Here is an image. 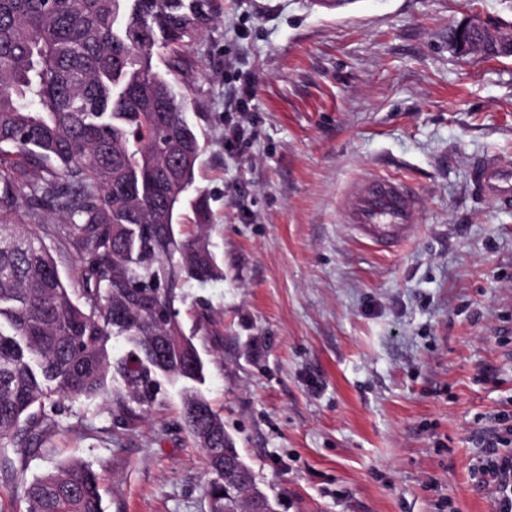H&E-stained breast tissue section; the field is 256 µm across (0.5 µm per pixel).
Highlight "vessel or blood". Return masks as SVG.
I'll use <instances>...</instances> for the list:
<instances>
[{"instance_id":"1","label":"vessel or blood","mask_w":512,"mask_h":512,"mask_svg":"<svg viewBox=\"0 0 512 512\" xmlns=\"http://www.w3.org/2000/svg\"><path fill=\"white\" fill-rule=\"evenodd\" d=\"M484 192L502 205H512V168L487 158L475 171ZM414 188L398 180L368 177L351 186L344 199L346 223L361 238L385 252L410 239L416 212Z\"/></svg>"}]
</instances>
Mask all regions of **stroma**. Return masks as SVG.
<instances>
[{"label":"stroma","mask_w":512,"mask_h":512,"mask_svg":"<svg viewBox=\"0 0 512 512\" xmlns=\"http://www.w3.org/2000/svg\"><path fill=\"white\" fill-rule=\"evenodd\" d=\"M194 47L184 117L204 151L177 236L221 274L174 308L203 390L274 512H496L484 441L512 426V207L472 185L512 165V57L455 54L465 18L512 29V0H222ZM250 86L240 107L237 90ZM250 127L244 141L226 129ZM369 174L417 189L415 231L377 251L341 216ZM63 402L23 484L79 459L105 512H211L210 475L160 381L150 408Z\"/></svg>","instance_id":"35a3bbf8"}]
</instances>
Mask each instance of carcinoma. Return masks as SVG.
Wrapping results in <instances>:
<instances>
[{"mask_svg": "<svg viewBox=\"0 0 512 512\" xmlns=\"http://www.w3.org/2000/svg\"><path fill=\"white\" fill-rule=\"evenodd\" d=\"M220 10L219 0H0V481L24 472L52 426L45 408L103 395L114 374L149 407L164 376L183 385L215 512L259 509L250 468L224 462L233 441L174 311L179 278L217 274L202 238L180 240L174 226L204 150L177 86ZM500 33L489 26L472 51L489 55ZM23 207L60 224L58 247L84 263L80 287L16 220ZM116 335L131 344L120 359L108 349ZM26 498L27 512H105L99 475L78 460L35 478Z\"/></svg>", "mask_w": 512, "mask_h": 512, "instance_id": "1", "label": "carcinoma"}]
</instances>
